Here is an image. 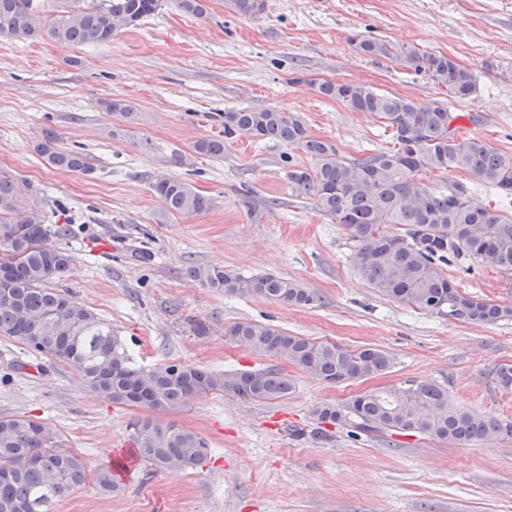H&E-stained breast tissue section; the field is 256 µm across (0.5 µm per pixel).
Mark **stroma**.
<instances>
[{"instance_id":"obj_1","label":"stroma","mask_w":512,"mask_h":512,"mask_svg":"<svg viewBox=\"0 0 512 512\" xmlns=\"http://www.w3.org/2000/svg\"><path fill=\"white\" fill-rule=\"evenodd\" d=\"M361 38L446 55L474 73L476 89L451 99L407 67L360 55ZM323 80L449 103L454 128L512 152V0H266L254 17L209 0L205 20L162 0L105 44L0 38V168L37 189L46 223L76 220L58 287L111 323L144 367L277 368L295 383L276 401L209 392L154 411L107 401L65 363L0 336V416L49 425L89 473L122 466L119 492L89 480L54 512H512L510 436L385 440L319 418L325 406L416 379L447 390L449 405L512 420V392L495 379L512 364V320L470 323L379 295L354 270L345 226L289 183L292 167L312 164L300 148L234 138L220 159L193 149L242 108L297 113L346 160L393 149L375 115L319 96ZM115 98L134 105L133 118L104 110ZM48 128L88 155L92 174L54 169L36 154ZM160 176L192 183L211 208L166 213L151 190ZM192 265L297 280L321 302L228 296L186 279ZM448 275L460 292L512 305V273L463 259ZM242 320L350 349L374 345L392 365L373 379L328 383L231 342L224 331ZM145 419L195 433L207 457L188 471L131 458V426Z\"/></svg>"}]
</instances>
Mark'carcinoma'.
<instances>
[{
  "label": "carcinoma",
  "instance_id": "cac0c4a2",
  "mask_svg": "<svg viewBox=\"0 0 512 512\" xmlns=\"http://www.w3.org/2000/svg\"><path fill=\"white\" fill-rule=\"evenodd\" d=\"M33 0H0V38L35 40L47 35L64 45L109 43L119 29L137 26L161 8V0H105L101 8L83 0H60L48 25L37 23ZM182 11L200 19L209 0H176ZM244 16L265 10V0H227ZM364 56L407 65L416 74L448 88L456 100L475 90L473 72L442 54L421 52L378 39L353 40ZM316 91L346 103L355 112L383 119L398 148L359 160L343 159L333 143L308 135L300 116L279 109H241L224 113V132L194 144L196 153L224 157V141L249 136L298 146L311 156L309 169L288 171L298 192L317 198L321 208L344 225L354 242V267L380 295L421 311L480 324L512 319V306L461 293L445 267L470 258L512 271V216L472 202L470 187L456 181L445 192H432L422 171L465 172L476 184L512 196V153L455 135L456 115L445 104L424 107L363 83L324 80ZM106 111L130 119L135 106L121 99L105 102ZM36 153L52 168L90 174L93 167L79 150L60 145L46 129ZM165 210L199 214L211 199L192 184L160 176L151 184ZM31 186L0 170V336L22 344L36 357L66 363L81 384L114 404L154 410L173 409L201 392H221L244 401L287 396L294 387L281 371L253 369L210 372L190 365L146 369L128 352L112 326L89 307L52 287L69 269L72 256L59 240L70 225L44 223L37 206L23 205ZM185 275L227 295H249L286 306H315L320 296L301 283L274 275L244 277L219 267L190 266ZM226 335L253 353L286 360L313 377L331 383L368 380L388 370L391 355L373 346L346 349L290 335L268 324L241 321ZM320 418L357 435L421 433L457 445L493 434L512 435V423L448 406V393L429 381L407 380L361 393L327 406ZM137 456L160 469L195 467L206 453L196 434L151 420L134 424ZM87 478L81 457L65 449L46 424L17 416H0V512H52V505ZM105 493L119 489L109 468L94 476Z\"/></svg>",
  "mask_w": 512,
  "mask_h": 512
}]
</instances>
